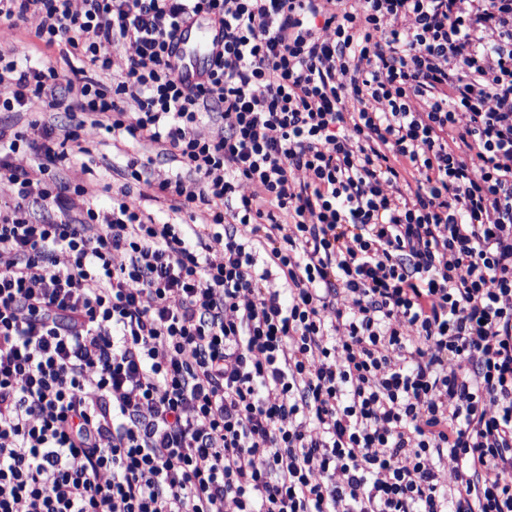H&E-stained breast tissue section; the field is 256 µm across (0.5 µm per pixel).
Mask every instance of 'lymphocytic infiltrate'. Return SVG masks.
<instances>
[{
	"label": "lymphocytic infiltrate",
	"mask_w": 512,
	"mask_h": 512,
	"mask_svg": "<svg viewBox=\"0 0 512 512\" xmlns=\"http://www.w3.org/2000/svg\"><path fill=\"white\" fill-rule=\"evenodd\" d=\"M37 104L69 125L0 123V512H512V0H0V112ZM130 142L176 172L63 178ZM222 32L209 18L201 17L181 30L174 48L178 65V77L187 85H195L204 79L211 52ZM30 31L29 24L27 27L22 26L21 29L18 30L17 36L12 41L11 46L15 49L17 57L21 61H25V58L31 59L32 61L44 58L46 62H50L52 65L56 66L62 73H67L69 71V67L60 57L57 50L48 54H40L38 52L35 46L36 39ZM92 161H88V157L85 155H78L70 170L65 172L64 177L71 178L76 182L85 181L89 182L92 179L104 178L108 181H112L114 187H118L123 183V179L116 173H112V163L120 162L122 157L118 156L114 148V159L112 147L97 145L96 147H90ZM85 162L87 167L90 169L86 173L81 170V163Z\"/></svg>",
	"instance_id": "1"
}]
</instances>
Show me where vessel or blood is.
<instances>
[{
	"mask_svg": "<svg viewBox=\"0 0 512 512\" xmlns=\"http://www.w3.org/2000/svg\"><path fill=\"white\" fill-rule=\"evenodd\" d=\"M222 36L221 29L210 19L201 17L181 30L174 48L178 77L188 85L201 82L211 58V52Z\"/></svg>",
	"mask_w": 512,
	"mask_h": 512,
	"instance_id": "1",
	"label": "vessel or blood"
}]
</instances>
